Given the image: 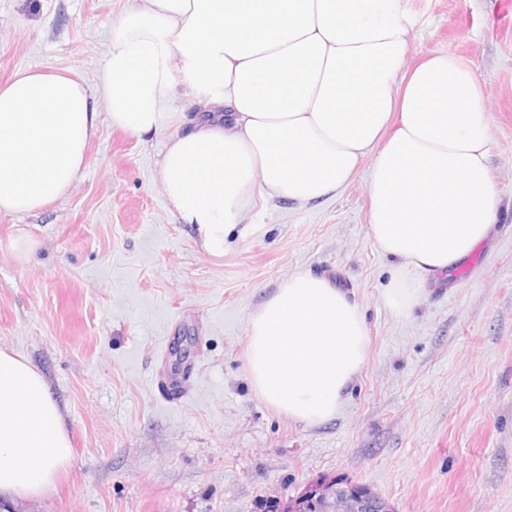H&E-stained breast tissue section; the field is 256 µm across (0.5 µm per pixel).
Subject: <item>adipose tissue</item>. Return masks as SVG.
Segmentation results:
<instances>
[{"label": "adipose tissue", "mask_w": 512, "mask_h": 512, "mask_svg": "<svg viewBox=\"0 0 512 512\" xmlns=\"http://www.w3.org/2000/svg\"><path fill=\"white\" fill-rule=\"evenodd\" d=\"M405 0H142L109 33L100 89L112 126L159 133L186 95L204 111L168 136L163 194L208 253L264 188L298 203L369 171V235L408 314L499 219L489 89L460 56L410 62ZM99 114L86 84L33 70L0 87V212H31L79 178ZM359 306L328 279L288 277L250 316L253 390L288 418L332 420L367 357ZM73 461L43 375L0 348V498H38Z\"/></svg>", "instance_id": "1"}]
</instances>
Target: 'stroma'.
<instances>
[{
  "label": "stroma",
  "instance_id": "35a3bbf8",
  "mask_svg": "<svg viewBox=\"0 0 512 512\" xmlns=\"http://www.w3.org/2000/svg\"><path fill=\"white\" fill-rule=\"evenodd\" d=\"M133 0H0V83L29 69L98 88L111 27ZM411 61L450 51L490 97L498 224L429 279L406 316L383 300L393 260L368 234V171L335 198L266 191L224 253L204 252L161 191L163 132L112 127L103 100L79 180L0 213V347L45 376L73 463L55 490L0 512H284L320 480L363 484L394 512H512V22L500 0H408ZM25 233L28 257L7 245ZM328 278L358 304L367 359L336 416L307 426L253 390L248 318L289 276Z\"/></svg>",
  "mask_w": 512,
  "mask_h": 512
}]
</instances>
